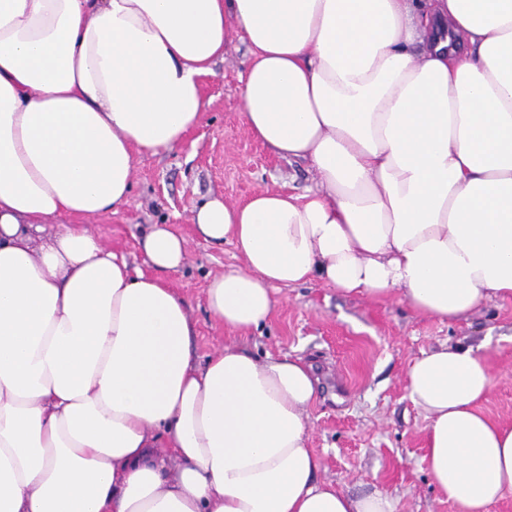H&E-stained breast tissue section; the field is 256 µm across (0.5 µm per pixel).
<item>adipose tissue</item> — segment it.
I'll return each mask as SVG.
<instances>
[{
    "instance_id": "obj_1",
    "label": "adipose tissue",
    "mask_w": 512,
    "mask_h": 512,
    "mask_svg": "<svg viewBox=\"0 0 512 512\" xmlns=\"http://www.w3.org/2000/svg\"><path fill=\"white\" fill-rule=\"evenodd\" d=\"M236 39L248 133L316 185L195 210L243 259L206 285L225 329L314 280L443 322L512 301V0H0V512H395L318 481L311 365L232 343L195 363L161 277L185 237L152 225L144 272L83 223L199 124ZM408 383L440 492L461 512L512 495L484 357L422 353Z\"/></svg>"
}]
</instances>
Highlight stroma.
I'll return each mask as SVG.
<instances>
[{
	"instance_id": "obj_1",
	"label": "stroma",
	"mask_w": 512,
	"mask_h": 512,
	"mask_svg": "<svg viewBox=\"0 0 512 512\" xmlns=\"http://www.w3.org/2000/svg\"><path fill=\"white\" fill-rule=\"evenodd\" d=\"M247 63L246 45L233 42L202 81L201 122L172 151L136 154L129 207L87 223L136 266L144 263L139 241L150 225H171L187 238L185 267L166 279L187 302L196 362L229 341L260 359L292 356L312 365L319 392L308 418L310 446L322 459L320 480L353 495L380 491L397 512H460L423 461L427 419L409 397L407 373L439 345L476 346L495 378L479 410L512 424V302H491L446 323L415 312L398 295L377 300L310 282L278 291L269 321L244 337L225 330L207 308L208 278L242 259L232 246L198 239L194 208L215 197L241 203L263 190L301 194L314 184L309 166L278 158L247 132L241 99Z\"/></svg>"
}]
</instances>
